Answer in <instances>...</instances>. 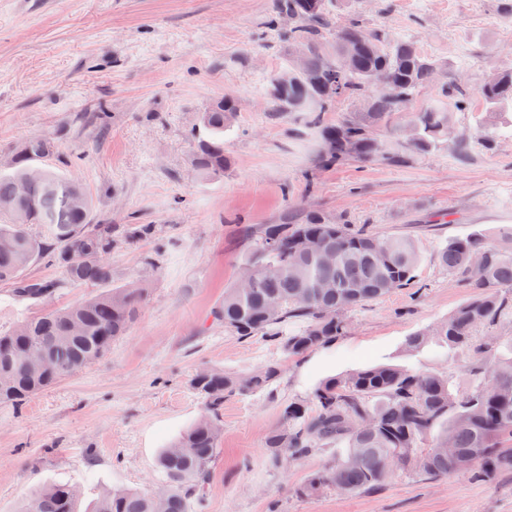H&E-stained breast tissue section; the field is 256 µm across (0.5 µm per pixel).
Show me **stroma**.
<instances>
[{
	"instance_id": "1",
	"label": "stroma",
	"mask_w": 512,
	"mask_h": 512,
	"mask_svg": "<svg viewBox=\"0 0 512 512\" xmlns=\"http://www.w3.org/2000/svg\"><path fill=\"white\" fill-rule=\"evenodd\" d=\"M270 4L0 0V160L21 141L49 138L45 165L85 188L93 223L162 227L112 253V287L151 283L130 331L98 363L22 406L0 405V512H20L51 484L78 490V512L113 488L154 489L160 450L206 412L189 385L196 369L239 374L272 361L281 367L272 394L224 402L206 512H512V469L490 481L399 473L370 492L306 500L295 487L334 449L278 467L267 460L265 438L284 407L309 401L326 378L382 363L470 378L471 355L411 354L404 343L472 296L440 269L438 248L512 228V138L491 150L474 144L466 160L445 146L397 165L317 167V136H293L292 120L272 113L269 78L291 49L269 22ZM334 13L337 24L355 17L412 41L440 63V84L476 90L490 73L512 70V0H338ZM223 96L237 101L224 131L232 166L206 178L190 168L189 134ZM308 210L415 238L413 285L351 310L344 336L301 356L264 336L225 333L211 312L244 266L250 234L299 223ZM96 292L70 288L30 304L0 286V333Z\"/></svg>"
}]
</instances>
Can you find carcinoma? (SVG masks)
Wrapping results in <instances>:
<instances>
[{
    "mask_svg": "<svg viewBox=\"0 0 512 512\" xmlns=\"http://www.w3.org/2000/svg\"><path fill=\"white\" fill-rule=\"evenodd\" d=\"M271 13L284 36L305 58L304 75L276 84L269 79L277 113L300 117L304 131L320 141L318 166L348 160L398 163L405 155L431 153L451 143L470 152L472 139L491 148L512 137V72L489 76L479 90L484 107L471 137L456 135L452 113L470 109L471 92L452 81L438 87L433 105L408 107L433 83L439 63L404 38L367 31L355 19L338 27L334 0H272ZM379 82L400 88L390 97ZM349 99L364 111L333 122L327 113ZM237 103L221 98L201 113L192 134V169L222 177L231 162L224 154V129ZM405 116L402 138L389 142L372 128ZM48 138L17 145L0 169V285L19 300L43 302L68 288L112 280V250L162 232L158 224L90 223L91 200L77 182L39 162L53 152ZM332 254L324 263L318 252ZM44 258L58 269L50 279L25 274ZM417 243L365 225L341 223L310 210L299 224H265L251 240L255 286L235 283L213 312L224 331L241 339L267 336L290 356L320 348L348 331L346 314L409 286L420 263ZM439 266L459 277L475 296L448 317L406 342V351L440 348L467 351L483 371L461 392L442 372L375 364L322 382L312 409L291 402L283 424L269 431V459L283 464L317 448L336 447V459L311 474L294 493L312 499L328 490L364 492L398 471L438 478L469 472L484 480L512 465V336L482 331L512 314V232L495 242L483 232L448 241L437 251ZM148 298L140 282L48 309L0 335V403L19 404L80 372L125 335ZM51 363L40 368L38 351ZM281 369L265 364L246 375L202 369L190 378L208 414L199 418L157 459L161 487L148 493L112 490L100 494L90 512H198L201 491L224 437L220 411L231 396L271 390ZM78 490L50 485L37 490L22 512H77Z\"/></svg>",
    "mask_w": 512,
    "mask_h": 512,
    "instance_id": "cac0c4a2",
    "label": "carcinoma"
}]
</instances>
